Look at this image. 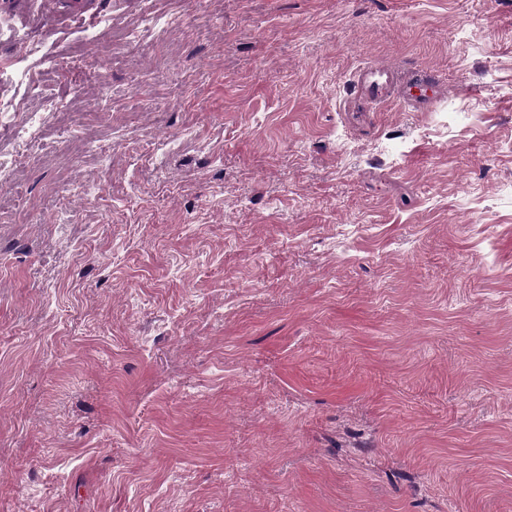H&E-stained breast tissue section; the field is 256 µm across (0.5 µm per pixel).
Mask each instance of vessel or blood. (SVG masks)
I'll use <instances>...</instances> for the list:
<instances>
[{
  "label": "vessel or blood",
  "mask_w": 512,
  "mask_h": 512,
  "mask_svg": "<svg viewBox=\"0 0 512 512\" xmlns=\"http://www.w3.org/2000/svg\"><path fill=\"white\" fill-rule=\"evenodd\" d=\"M353 95L376 103L397 95L398 98L416 112H427L436 103L441 88L431 78L420 81L398 82L394 70L377 65L360 68L352 77Z\"/></svg>",
  "instance_id": "vessel-or-blood-1"
}]
</instances>
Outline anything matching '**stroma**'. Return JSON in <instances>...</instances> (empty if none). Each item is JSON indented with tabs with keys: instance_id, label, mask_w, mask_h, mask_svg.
<instances>
[{
	"instance_id": "stroma-1",
	"label": "stroma",
	"mask_w": 512,
	"mask_h": 512,
	"mask_svg": "<svg viewBox=\"0 0 512 512\" xmlns=\"http://www.w3.org/2000/svg\"><path fill=\"white\" fill-rule=\"evenodd\" d=\"M83 2L0 0L66 113L0 212V512H512V0ZM370 64L443 95L346 111Z\"/></svg>"
}]
</instances>
